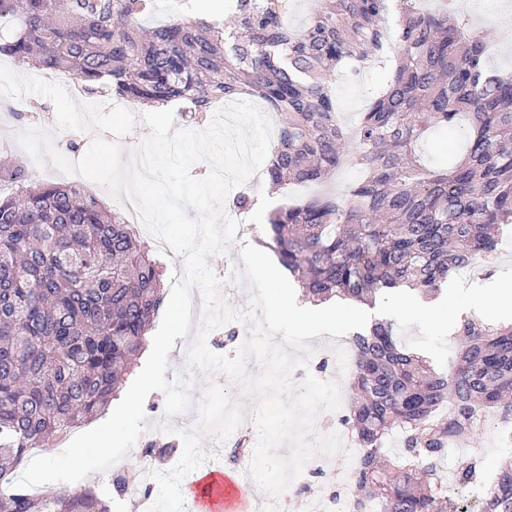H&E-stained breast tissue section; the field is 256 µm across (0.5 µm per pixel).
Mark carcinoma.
Returning <instances> with one entry per match:
<instances>
[{
    "label": "carcinoma",
    "instance_id": "carcinoma-1",
    "mask_svg": "<svg viewBox=\"0 0 512 512\" xmlns=\"http://www.w3.org/2000/svg\"><path fill=\"white\" fill-rule=\"evenodd\" d=\"M156 0H0L13 36L0 53L67 73L90 96L177 102L194 123L225 98L257 94L278 119L265 179L321 186L344 159L361 177L340 194L278 209L266 245L305 296L373 302L402 285L435 295L448 278L497 255L512 224V73L488 67L482 32L456 0L433 13L416 0H314L301 32L293 0H232L234 24L186 16L152 28ZM396 20L388 35L386 22ZM387 84L352 131L338 120L332 77L356 76L385 47ZM466 127L463 151L426 165L417 145ZM0 485L28 450L103 413L148 344L163 307V266L134 226L83 185L35 178L0 155ZM455 369L443 373L398 345L378 321L351 338L355 400L341 423L362 451L342 496L348 512H467L440 480L451 441L470 439L488 413L512 424V323L477 318L458 330ZM448 406V413L439 410ZM403 432L401 469L382 464ZM472 449L457 466L483 479ZM484 490L480 512H512V460ZM0 512H111L95 486L0 491Z\"/></svg>",
    "mask_w": 512,
    "mask_h": 512
}]
</instances>
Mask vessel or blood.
<instances>
[{
    "label": "vessel or blood",
    "instance_id": "vessel-or-blood-1",
    "mask_svg": "<svg viewBox=\"0 0 512 512\" xmlns=\"http://www.w3.org/2000/svg\"><path fill=\"white\" fill-rule=\"evenodd\" d=\"M183 494L193 512H256L257 489L239 473L208 465L190 474Z\"/></svg>",
    "mask_w": 512,
    "mask_h": 512
}]
</instances>
